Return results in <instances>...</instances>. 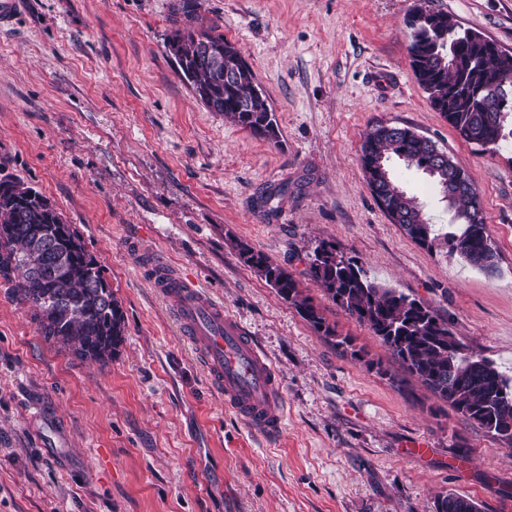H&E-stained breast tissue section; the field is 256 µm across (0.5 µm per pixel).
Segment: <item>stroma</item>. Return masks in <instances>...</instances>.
<instances>
[{"label":"stroma","instance_id":"obj_1","mask_svg":"<svg viewBox=\"0 0 512 512\" xmlns=\"http://www.w3.org/2000/svg\"><path fill=\"white\" fill-rule=\"evenodd\" d=\"M200 2L251 64L278 143L209 111L179 77L164 48L179 0H21L0 28V177L27 182L73 225L125 319L111 359L83 362L0 280V512H429L446 491L512 512V451L306 275L315 245L334 242L512 380V144L467 142L431 107L405 25L426 4L512 54V0ZM378 123L430 137L471 175L494 273L419 246L380 211L361 165ZM392 168L447 231L453 213L432 181ZM283 185L277 210L262 207ZM240 239L286 268L361 358L245 265ZM134 243L223 302L274 363L277 438L225 411ZM421 439L427 452H412Z\"/></svg>","mask_w":512,"mask_h":512}]
</instances>
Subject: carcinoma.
<instances>
[{"mask_svg":"<svg viewBox=\"0 0 512 512\" xmlns=\"http://www.w3.org/2000/svg\"><path fill=\"white\" fill-rule=\"evenodd\" d=\"M415 76L432 107L469 142L497 149L512 138V54L474 31L461 32L448 15L424 9L407 20ZM178 75L209 111L220 112L267 140L277 123L250 64L207 23L199 0H180L165 39ZM496 97L485 109L481 94ZM434 144L405 126L377 125L361 147L362 168L373 197L394 205L387 217L422 247L448 250L487 273L497 269L478 188L470 175L459 187L457 168L433 171ZM397 157L432 178L459 231L436 232L416 197L397 187L388 168ZM244 264L257 270L276 293L319 333L336 336L313 298L288 271L244 241L236 245ZM307 275L331 301L387 348L403 370L467 421L512 450V382L490 360L465 353L452 323L435 308L367 277L360 260L321 241L309 258ZM0 279L12 284L18 300L47 339L81 360L104 362L123 341L125 321L103 268L75 229L51 202L27 183L0 178ZM432 512H481L472 498L446 493L434 498Z\"/></svg>","mask_w":512,"mask_h":512,"instance_id":"cac0c4a2","label":"carcinoma"}]
</instances>
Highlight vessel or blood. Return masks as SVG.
<instances>
[{"label": "vessel or blood", "instance_id": "vessel-or-blood-1", "mask_svg": "<svg viewBox=\"0 0 512 512\" xmlns=\"http://www.w3.org/2000/svg\"><path fill=\"white\" fill-rule=\"evenodd\" d=\"M140 266L153 288L173 303L181 334L199 355L225 408L254 433L278 435L285 417L283 389L272 362L225 313L223 303L198 284L184 279L148 250L142 251Z\"/></svg>", "mask_w": 512, "mask_h": 512}]
</instances>
